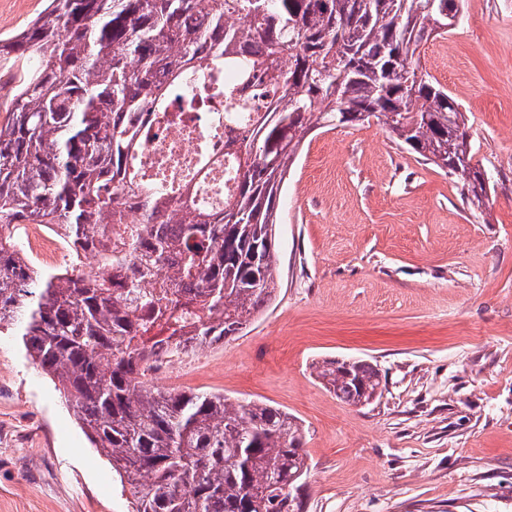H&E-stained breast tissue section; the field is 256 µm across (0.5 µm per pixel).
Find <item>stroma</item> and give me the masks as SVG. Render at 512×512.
<instances>
[{"instance_id": "obj_1", "label": "stroma", "mask_w": 512, "mask_h": 512, "mask_svg": "<svg viewBox=\"0 0 512 512\" xmlns=\"http://www.w3.org/2000/svg\"><path fill=\"white\" fill-rule=\"evenodd\" d=\"M418 57L465 114L488 205L377 122L311 132L282 189L275 298L178 362L175 390L298 418L305 512H512V0H463ZM328 357L377 364L381 396L341 402L313 372ZM132 500L18 337L0 335V512Z\"/></svg>"}]
</instances>
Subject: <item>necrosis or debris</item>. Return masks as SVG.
<instances>
[{
  "label": "necrosis or debris",
  "instance_id": "4bbe7bcc",
  "mask_svg": "<svg viewBox=\"0 0 512 512\" xmlns=\"http://www.w3.org/2000/svg\"><path fill=\"white\" fill-rule=\"evenodd\" d=\"M224 82L223 71L198 73L190 79L193 105L174 102L148 119L152 135L129 162L137 182L161 186L175 203L188 199L202 211L223 208L236 187L233 142L249 119L245 112H225L215 93Z\"/></svg>",
  "mask_w": 512,
  "mask_h": 512
}]
</instances>
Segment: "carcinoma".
Returning <instances> with one entry per match:
<instances>
[{"instance_id": "cac0c4a2", "label": "carcinoma", "mask_w": 512, "mask_h": 512, "mask_svg": "<svg viewBox=\"0 0 512 512\" xmlns=\"http://www.w3.org/2000/svg\"><path fill=\"white\" fill-rule=\"evenodd\" d=\"M462 0H48L0 55L36 58L0 121V335L18 336L133 512H304V429L264 402L159 390L148 372L175 351L237 336L275 297V227L288 166L314 129L373 117L395 142L455 176L481 208L465 115L416 52L448 33ZM234 68L225 111L259 99L240 142L236 193L202 215L130 180L145 131L187 74ZM140 210L129 252L117 211ZM20 224L63 231L70 263L39 270ZM100 257L101 273L78 267ZM168 262L169 285H152ZM319 383L350 405L383 385L377 365L325 358Z\"/></svg>"}]
</instances>
